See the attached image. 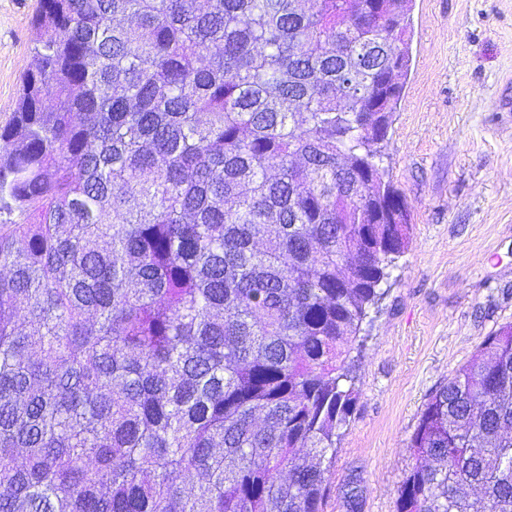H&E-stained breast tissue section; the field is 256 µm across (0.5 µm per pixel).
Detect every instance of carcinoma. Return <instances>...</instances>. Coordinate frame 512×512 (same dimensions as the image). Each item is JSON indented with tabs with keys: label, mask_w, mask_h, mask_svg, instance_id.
I'll use <instances>...</instances> for the list:
<instances>
[{
	"label": "carcinoma",
	"mask_w": 512,
	"mask_h": 512,
	"mask_svg": "<svg viewBox=\"0 0 512 512\" xmlns=\"http://www.w3.org/2000/svg\"><path fill=\"white\" fill-rule=\"evenodd\" d=\"M410 10L41 0L0 123V512H321L410 243ZM409 450L396 512H512V323Z\"/></svg>",
	"instance_id": "obj_1"
}]
</instances>
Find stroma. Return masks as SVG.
Wrapping results in <instances>:
<instances>
[{
  "mask_svg": "<svg viewBox=\"0 0 512 512\" xmlns=\"http://www.w3.org/2000/svg\"><path fill=\"white\" fill-rule=\"evenodd\" d=\"M39 0H0V119L33 62ZM411 61L383 169L411 243L354 356L359 400L323 512H395L407 445L430 394L512 322V0H413Z\"/></svg>",
  "mask_w": 512,
  "mask_h": 512,
  "instance_id": "obj_1",
  "label": "stroma"
}]
</instances>
